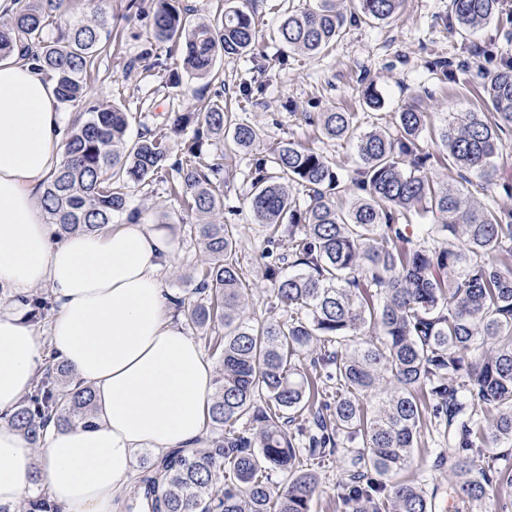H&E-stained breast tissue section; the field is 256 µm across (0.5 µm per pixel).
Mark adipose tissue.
Listing matches in <instances>:
<instances>
[{"instance_id":"1","label":"adipose tissue","mask_w":512,"mask_h":512,"mask_svg":"<svg viewBox=\"0 0 512 512\" xmlns=\"http://www.w3.org/2000/svg\"><path fill=\"white\" fill-rule=\"evenodd\" d=\"M55 86L38 64L0 62V505L47 491L62 512H118L137 451L200 447L212 369L171 314L164 277L175 242L157 225L54 238L41 192L62 160ZM47 288L54 315L40 335L21 296ZM96 397L88 427L48 426L34 450L10 417L46 356Z\"/></svg>"}]
</instances>
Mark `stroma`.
<instances>
[{"label": "stroma", "instance_id": "35a3bbf8", "mask_svg": "<svg viewBox=\"0 0 512 512\" xmlns=\"http://www.w3.org/2000/svg\"><path fill=\"white\" fill-rule=\"evenodd\" d=\"M270 2L252 0L254 19L264 37L262 56L224 57L220 62L224 82L220 85L186 75L173 85L168 76L181 56L180 47L154 44L148 19H124L126 0H110L112 53L88 79L91 96L104 103H122L133 115L129 133L134 136L171 105H178L183 112H201L216 92L233 96L239 83L248 80L254 99L248 117L261 128L264 141L291 138L322 153L346 176L359 165L353 144L325 139L302 121V113L365 112L362 93L371 84L385 99L384 108L377 113L378 124L388 123L393 113L414 104L427 112L436 126L449 113L480 111L486 73L494 70L501 58L512 56V0H504L493 21L463 34L451 30L449 0H404L400 13L389 21L373 25L347 21L333 47L314 57L283 49L273 40L278 15ZM148 44L153 45L160 67L149 71L139 66L126 68L127 59ZM438 53L452 63L451 80L440 81L433 70ZM250 160V155L242 154L233 161L229 197L237 207L234 222L253 282L246 313L259 318L268 314V290L253 262L262 238L246 201ZM129 206L138 210L140 219L166 228L177 242L165 288L174 295L193 288L201 252L197 243L185 236L184 227L194 222V215L183 212L155 185L133 192ZM452 452L451 445L432 433H423L404 476L435 498L436 512H479L478 506L452 500L447 494L450 475L438 467L437 459Z\"/></svg>", "mask_w": 512, "mask_h": 512}]
</instances>
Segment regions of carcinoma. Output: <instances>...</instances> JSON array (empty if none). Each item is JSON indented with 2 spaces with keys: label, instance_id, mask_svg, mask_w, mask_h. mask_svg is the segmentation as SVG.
Returning <instances> with one entry per match:
<instances>
[{
  "label": "carcinoma",
  "instance_id": "1",
  "mask_svg": "<svg viewBox=\"0 0 512 512\" xmlns=\"http://www.w3.org/2000/svg\"><path fill=\"white\" fill-rule=\"evenodd\" d=\"M107 0H14L0 22V59L21 54L54 81L64 105L82 104L66 128L62 162L48 178L42 209L54 235L95 233L128 210L134 189L161 186L198 222L187 225L202 259L194 287L175 310L202 330L219 362L203 448L145 453L126 512H311L321 472L342 441L349 465L336 482L343 512H435L422 487L396 476L408 467L426 421L457 448L449 464L452 493L481 505L512 487V466L480 467L490 442L512 445V209L489 194L503 134L512 130V57L488 73L484 112H459L431 134L447 165L479 173L475 202L464 187L424 174L420 139L427 113L409 104L385 126L361 130L370 115L306 113L328 140L355 142L360 195L339 207V184L326 157L286 138L253 155L247 196L260 227L256 262L268 285L271 316L254 319L243 305L238 227L224 203L226 160L260 144L261 130L242 116L246 83L234 106L214 101L203 112H170L153 129L127 136L118 103L89 97L87 77L110 54ZM403 0H336L283 14L273 37L290 51L316 56L343 33L347 17L388 20ZM460 32L489 23L501 0H450ZM128 16L149 18L158 43L182 47L180 69L224 83L216 63L255 54L260 41L248 2L219 0L212 17L194 21L179 0H128ZM192 131L172 155L170 131ZM224 149L212 151L214 139ZM305 192L300 203L291 189ZM430 214L436 224L415 225ZM423 243L410 247V230ZM459 246L446 247L448 239ZM35 318L52 306L40 292L27 300ZM95 394L72 387L65 364L51 359L11 418L34 447L51 420L90 425ZM283 475L275 484L272 475ZM0 512H58L43 491Z\"/></svg>",
  "mask_w": 512,
  "mask_h": 512
}]
</instances>
